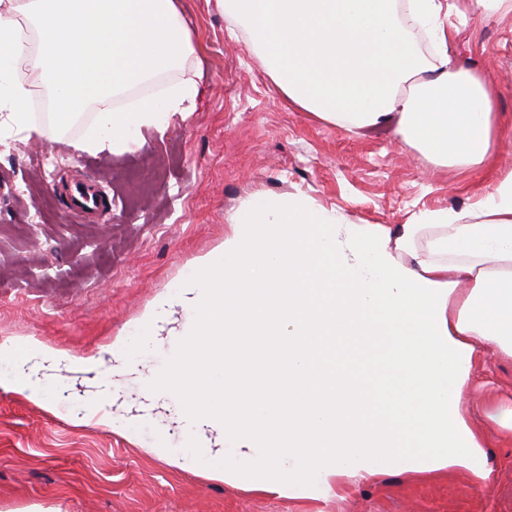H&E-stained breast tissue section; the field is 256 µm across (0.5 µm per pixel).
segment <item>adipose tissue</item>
Listing matches in <instances>:
<instances>
[{"label": "adipose tissue", "mask_w": 512, "mask_h": 512, "mask_svg": "<svg viewBox=\"0 0 512 512\" xmlns=\"http://www.w3.org/2000/svg\"><path fill=\"white\" fill-rule=\"evenodd\" d=\"M244 30L289 107L349 131L391 129L431 163L484 167L512 136L498 88L462 68L439 21L454 0H407L428 23L423 55L394 0H215ZM182 0H0V131L55 139L88 106L78 150L113 152L141 128L192 112L202 65ZM166 70L161 94L112 100ZM48 91L35 126L24 73ZM232 235L165 306L193 312L154 388L177 399L181 464L245 490H328L336 478L491 475L481 430L465 418L479 354L512 358V170L468 211L402 224H349L305 196L255 194ZM376 344H368V337ZM45 347L0 343V385L47 399L31 361Z\"/></svg>", "instance_id": "adipose-tissue-1"}]
</instances>
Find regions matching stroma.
Segmentation results:
<instances>
[{
    "label": "stroma",
    "mask_w": 512,
    "mask_h": 512,
    "mask_svg": "<svg viewBox=\"0 0 512 512\" xmlns=\"http://www.w3.org/2000/svg\"><path fill=\"white\" fill-rule=\"evenodd\" d=\"M203 92L165 132L142 128L128 150L72 147L85 112L54 141L0 134V342H34L71 358L104 355L97 373L49 368V401L0 388V512H512V441L483 415L485 397L512 395V361L488 359L473 378L469 421L488 434V488L465 474L390 473L314 496L243 490L153 454L184 453L171 413L147 394L177 339L138 347L113 374L109 345L129 343L168 288L231 232L250 195L302 194L352 224H402L415 214L470 209L494 176L440 170L385 128L358 136L288 107L243 31L212 0H184ZM463 68L499 90L512 120V11L464 4L450 16ZM99 187L100 212L74 215L68 191ZM112 423H104V415ZM142 415L137 436L119 426Z\"/></svg>",
    "instance_id": "obj_1"
}]
</instances>
